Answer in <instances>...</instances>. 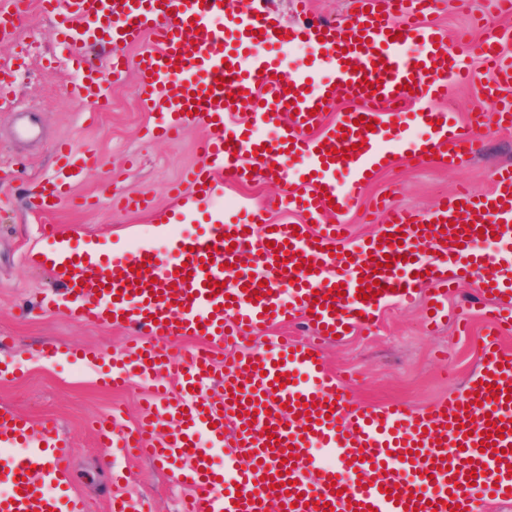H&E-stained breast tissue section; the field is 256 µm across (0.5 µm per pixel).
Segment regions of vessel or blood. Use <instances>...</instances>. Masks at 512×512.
<instances>
[{"mask_svg": "<svg viewBox=\"0 0 512 512\" xmlns=\"http://www.w3.org/2000/svg\"><path fill=\"white\" fill-rule=\"evenodd\" d=\"M436 4L397 0L384 12L288 27L270 13L241 11L237 0H41L51 36L84 69L68 89L74 101L103 97L86 48L98 41L108 46L113 75L135 72L139 101L155 117L151 136L171 140L185 127L207 128L204 163L183 177L196 204L209 203L227 180L278 181L290 186L289 205L305 218L296 228H269L254 205L236 222L175 238L156 262L148 249L93 256L72 246L62 265L49 267L64 290L44 293L43 310L128 327L139 338L100 386L124 387L137 373L166 383L134 429L115 433L107 415L97 433L113 452L186 461L178 480L198 494L181 512H477L479 491L512 501V357L498 350L495 334L486 336L465 395L424 410L349 402L318 344L370 328L388 302L415 303L423 283L442 303L452 263L481 296L512 292V252L492 256L479 246L483 231L512 236L511 167L498 171L490 194L461 190L428 211L389 209L375 238L352 246L346 225L328 222L355 203L368 172L411 126L425 128L430 153L451 163L473 151L484 124L512 126V58L492 33L480 45L493 105L486 122L453 123L434 112L449 83L468 76L430 21ZM147 37L151 49L130 61L126 47ZM302 42L307 63L286 68L281 50ZM340 96L351 110L326 123ZM242 108L247 131L237 120ZM258 127L277 135L262 139ZM54 151L60 174L31 201L36 214L52 212L91 162L66 142ZM363 283L375 298H358ZM296 320L314 341L277 337L217 369L213 356L224 343ZM186 337L198 347L172 362L170 348ZM218 375L223 394L214 398L204 387ZM170 421L177 431L159 438ZM30 428L24 415L1 410L0 446L27 440ZM203 435L223 448V465L200 447ZM41 441L13 458L0 512H82L68 504L71 448L56 423L42 427Z\"/></svg>", "mask_w": 512, "mask_h": 512, "instance_id": "b4317fda", "label": "vessel or blood"}]
</instances>
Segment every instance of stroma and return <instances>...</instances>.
<instances>
[{"label": "stroma", "mask_w": 512, "mask_h": 512, "mask_svg": "<svg viewBox=\"0 0 512 512\" xmlns=\"http://www.w3.org/2000/svg\"><path fill=\"white\" fill-rule=\"evenodd\" d=\"M73 76L69 49L50 37L39 0H30L23 26L0 37V77L8 85L6 98L0 100V368L5 371L0 378V408L26 416L35 434L44 422L58 424L72 448L68 492L83 503L85 512H110L116 494L151 512H180L184 490L167 464L111 455L97 440L95 423L101 416L119 410L117 425L128 430L152 399L151 382L140 378L117 391L98 385L120 352L135 344V336L121 327L74 324L61 310H39L42 292L56 283L46 272L29 267L26 256L53 249V241L41 231L45 222L58 226L61 239L81 233L108 252L129 250L134 242L166 252L170 240L157 228L175 212L171 187L186 168L200 162L197 147L205 129L188 128L172 141L146 135L153 117L137 98L131 71L109 84L107 106L89 115L64 93ZM18 106L35 124L34 135H17ZM60 140L93 150L101 165L74 181L68 198L42 220L28 213L27 200L54 175L53 146ZM508 165L512 166V129L482 131L475 153L452 168L437 160L409 164L396 155L373 171L345 216L349 235L359 240L376 231V224L365 217L374 199L384 197L399 207L427 211L460 186L477 194L490 192L496 170ZM282 193L277 183L225 185V196L237 201L226 215L234 217L241 207L263 202L270 222H299L298 214L278 207ZM122 196L146 197L151 206L139 211L113 209V198ZM430 293L429 287H421L420 303ZM420 303L386 307L371 330L323 344L326 366L343 382L351 402H399L423 409L464 394L481 363L484 333L482 304L472 283L463 281L449 294L448 316L435 333L424 332ZM50 341L84 349L90 357L49 361L45 345Z\"/></svg>", "instance_id": "obj_1"}]
</instances>
